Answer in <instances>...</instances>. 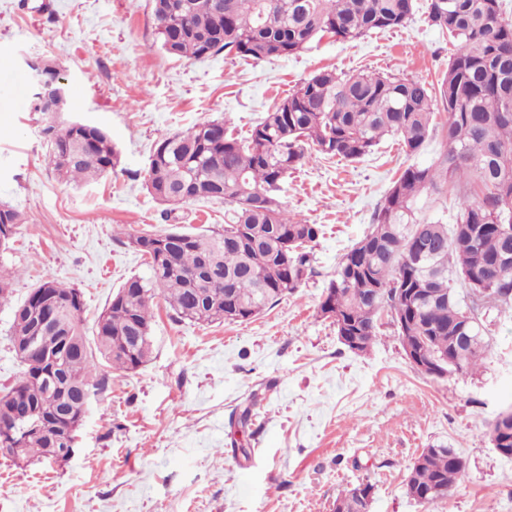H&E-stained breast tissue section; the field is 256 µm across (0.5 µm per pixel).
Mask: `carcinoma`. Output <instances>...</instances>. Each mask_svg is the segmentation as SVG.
<instances>
[{"label":"carcinoma","mask_w":512,"mask_h":512,"mask_svg":"<svg viewBox=\"0 0 512 512\" xmlns=\"http://www.w3.org/2000/svg\"><path fill=\"white\" fill-rule=\"evenodd\" d=\"M416 0H153L154 35L167 53L204 59L221 53L257 62L295 55L316 38L356 39L411 19ZM429 23L458 42L437 85L380 73L321 71L281 99L248 136L222 119L172 134L155 147L145 177L166 205L222 200L224 226L208 234L143 231L128 244L148 259L151 275L128 279L84 324L81 292L53 277L41 280L13 311L11 342L38 337L18 357L21 370L0 393V424L27 408L37 411L19 438L26 464L65 461L75 447L92 397L112 370L134 371L153 351V299L172 319L243 324L294 292L313 272L311 244L321 226L288 216L276 197L288 171L308 150L354 161L385 136L410 153L435 131L434 102L447 112V151L435 162L405 169L375 212L371 230L344 255L325 288L322 316L337 334L375 342L382 317L394 323L402 347L425 340L421 374L443 379L478 366L487 350L483 317L512 308V21L500 0H428ZM49 164L65 183L113 174L120 154L112 138L90 125L43 129ZM446 194L460 205L454 224L420 220L417 196ZM23 216L0 204V233L15 236ZM430 241L416 254L417 236ZM485 287L476 288L475 281ZM236 303L240 318L228 315ZM69 358L66 382L48 387L43 364ZM467 459L443 445L424 449L409 467L406 494L420 504L457 488ZM375 486L362 481L337 500L345 512H370Z\"/></svg>","instance_id":"cac0c4a2"}]
</instances>
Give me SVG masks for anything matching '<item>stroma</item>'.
<instances>
[{
    "instance_id": "1",
    "label": "stroma",
    "mask_w": 512,
    "mask_h": 512,
    "mask_svg": "<svg viewBox=\"0 0 512 512\" xmlns=\"http://www.w3.org/2000/svg\"><path fill=\"white\" fill-rule=\"evenodd\" d=\"M453 51L421 8L396 31L316 40L299 55L254 63L167 54L155 40L152 0H0V203L24 216L0 252V270L15 274L0 305V388L19 370L13 307L42 277L80 290L91 323L129 277L149 274L129 235L223 225V202L190 201L168 214L148 194L158 141L215 118L248 135L325 69L434 85ZM29 57L58 68L66 111H33ZM435 116L438 131L421 152L388 138L359 161L316 154L289 172L282 206L324 229L308 279L243 324L177 322L155 298L150 360L113 372L69 459L0 458V512H332L361 481L375 486L372 512H512V458L487 434L512 407V309L485 316L490 345L477 371L442 380L413 367L390 321L357 355L319 313L337 264L393 182L445 152L446 114ZM72 122L110 134L121 157L112 177L80 186L54 177L42 129ZM247 407L255 435L245 457L233 419ZM439 444L465 456L468 469L448 499L421 505L404 478L422 449Z\"/></svg>"
}]
</instances>
